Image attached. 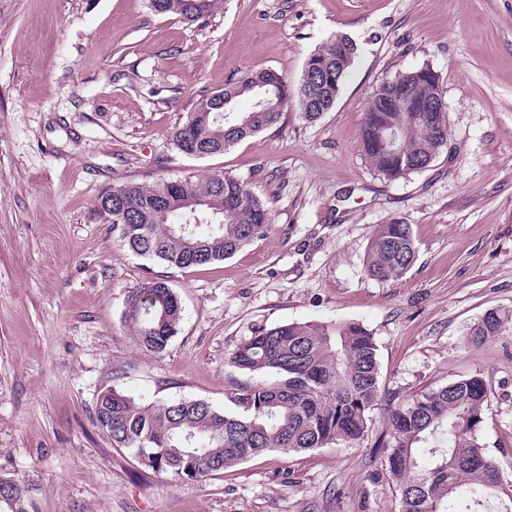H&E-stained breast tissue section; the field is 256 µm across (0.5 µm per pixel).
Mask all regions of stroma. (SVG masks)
Segmentation results:
<instances>
[{
  "mask_svg": "<svg viewBox=\"0 0 512 512\" xmlns=\"http://www.w3.org/2000/svg\"><path fill=\"white\" fill-rule=\"evenodd\" d=\"M336 34L359 52L334 107L281 122L207 158L172 143L188 113L248 70L296 86ZM430 65L448 146L396 180L359 148L376 87ZM220 170L266 199L269 233L233 257L176 268L132 253L97 216L112 187ZM410 224L398 280L366 271L381 224ZM165 279L179 331L159 355L122 320L129 291ZM512 0H222L185 23L149 0H0V475L35 512H401L386 470L385 408L363 439L269 452L178 481L142 471L92 419L102 390L142 403L230 409L252 377L228 356L277 324L357 323L378 346L383 393L404 400L470 376L489 407L481 435L512 485ZM508 323V317L499 311L490 312L471 328V339L475 343H482L499 336L506 331Z\"/></svg>",
  "mask_w": 512,
  "mask_h": 512,
  "instance_id": "stroma-1",
  "label": "stroma"
}]
</instances>
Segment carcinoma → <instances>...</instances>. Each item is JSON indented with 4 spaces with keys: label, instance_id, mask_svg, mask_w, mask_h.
<instances>
[{
    "label": "carcinoma",
    "instance_id": "carcinoma-1",
    "mask_svg": "<svg viewBox=\"0 0 512 512\" xmlns=\"http://www.w3.org/2000/svg\"><path fill=\"white\" fill-rule=\"evenodd\" d=\"M217 0H168L166 12L189 22L208 17ZM358 52L338 34L308 57L296 88L272 70L246 71L224 85V107L203 99L173 134L179 153L193 158L219 155L244 139L277 125L296 105L308 120L328 112ZM423 65L380 84L365 113L360 148L389 180L430 166L448 145L444 91ZM405 93L431 105L428 112H402L388 100ZM250 100L242 112L238 101ZM395 131L399 151L385 136ZM196 203L190 212L188 204ZM99 214L112 212V230L134 254L156 263L189 268L224 261L263 237L271 227L269 205L244 183L213 171L125 184L97 198ZM415 258L411 225L394 218L380 226L368 250L366 268L381 281L400 279ZM182 307L162 278L130 291L123 318L138 344L161 354L177 333ZM508 317L490 312L471 328L473 342L501 335ZM229 362L271 379L245 384L229 397L234 411L202 399L140 404L115 389L102 391L93 408L95 424L112 444L128 450L154 473L187 481L232 468L267 453L285 455L354 442L367 435L380 399V368L374 337L358 324L292 322L264 328L242 341ZM488 394L472 376L396 404L381 439L388 472L400 493L402 512H512L498 497L502 485L496 461L481 440ZM0 512H31L30 490L22 481L0 478Z\"/></svg>",
    "mask_w": 512,
    "mask_h": 512
}]
</instances>
